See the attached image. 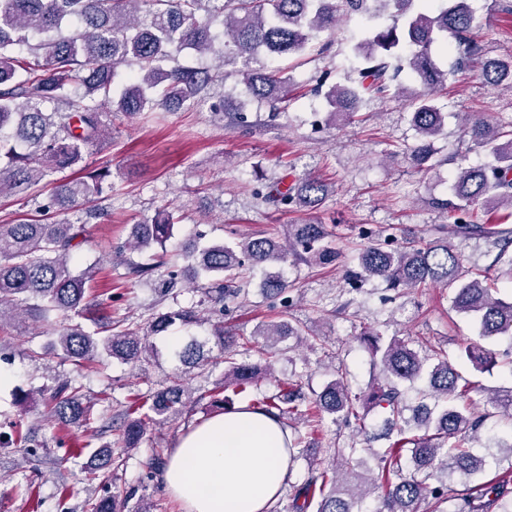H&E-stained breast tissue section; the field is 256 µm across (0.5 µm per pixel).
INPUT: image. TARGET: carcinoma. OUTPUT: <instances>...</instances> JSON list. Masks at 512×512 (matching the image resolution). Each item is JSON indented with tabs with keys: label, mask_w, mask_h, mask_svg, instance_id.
Instances as JSON below:
<instances>
[{
	"label": "carcinoma",
	"mask_w": 512,
	"mask_h": 512,
	"mask_svg": "<svg viewBox=\"0 0 512 512\" xmlns=\"http://www.w3.org/2000/svg\"><path fill=\"white\" fill-rule=\"evenodd\" d=\"M341 10L364 13L372 24L353 46L357 85L336 84L324 93L330 116L354 119L364 93L408 98L418 136L409 159L420 171L437 167L434 142L444 134L448 118L434 98V91L448 80L441 61L444 49L456 50L457 68L478 60L480 80L512 89V57L483 59L469 0H438L432 9L418 0H0V196L29 198L46 180L52 184L51 206L59 215L101 196L110 170L90 168L85 155L104 140L103 109L112 105L128 117L193 106L220 78L243 85L252 100L282 110L280 104L301 93V87L288 69H270L266 60L305 55L321 36L334 32ZM386 11L391 23L378 22ZM73 21L79 25L76 34L68 30ZM185 50L210 59L212 65H180L178 57ZM122 67L131 69L132 80L120 87L116 78ZM455 117L471 140V150L486 153L489 160L472 164L465 156L456 159L450 197L431 200L433 207L453 214V228L441 225L437 237L402 243L392 234L374 240L368 231L370 242L358 254V270L349 276L361 282L380 279L389 288L406 290L453 286L451 309L474 319L478 337L509 342L504 353L478 343L464 346L466 359L484 370L497 365L500 356L512 355V301L495 296L488 277H465V258L451 235L479 233L497 250L493 265L512 277V226L473 224L476 207L489 214L512 213V130L481 115ZM66 171L70 175L55 178ZM335 192L333 183L311 175L256 189L263 202L281 212L316 210ZM174 224L173 213L162 210L132 225L128 247L163 248ZM84 232V225L67 219L0 224V325L24 316L51 325L71 312L92 313L95 304L86 297V285L96 264L78 270L72 258ZM329 236L324 224H292L283 241L262 236L232 245H193L182 257L190 261L192 277L204 281L209 301L221 304L226 297L246 294L240 270L247 263L263 269L261 288L277 295L287 290L288 282L267 266L285 263L290 256L319 265L335 262L338 252ZM203 321L193 307L158 313L146 327L119 334L112 333V321L100 320L98 326L107 335L64 328L53 347L77 365L94 360L101 349L134 363L150 354L154 338L173 325ZM286 333L302 335L282 324H260L253 332L254 344L259 353L270 355ZM363 336L379 368L375 382L363 394H354L341 373L316 394L309 411L319 421L328 414L352 422L366 442L384 441L386 448L368 449L377 467L365 471L357 460L361 449L339 450L330 465L297 490L294 512H366L362 504L374 493L380 503L375 512H417V504L426 498L437 504L447 501L451 480L463 489L454 495L448 512H512V481L507 477L472 484L499 461L489 447L476 446L477 432L490 418L512 420V387L485 391L464 377L440 347L422 356L408 338L393 336L384 343L377 334ZM206 345L189 337L175 352L178 381L148 395V412L140 404L130 406L118 438L122 447H137L150 425L186 406L191 391L184 377L204 366ZM225 362L224 386L239 393L263 379L253 364L230 356ZM417 382L424 389L410 408L399 384ZM484 391L482 411H471L472 394ZM301 400L300 391L290 388L263 399L258 410L280 420L297 411L295 402ZM45 405L64 424L91 420L81 387L69 380L57 384ZM371 410L378 411L379 422L369 430ZM111 460L112 451L105 447L93 455L88 469L97 476ZM102 483L104 495L88 503L89 512H123L125 502L112 495L108 476Z\"/></svg>",
	"instance_id": "carcinoma-1"
}]
</instances>
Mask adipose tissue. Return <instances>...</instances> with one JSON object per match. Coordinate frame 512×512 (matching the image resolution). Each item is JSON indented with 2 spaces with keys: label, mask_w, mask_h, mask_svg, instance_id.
Instances as JSON below:
<instances>
[{
  "label": "adipose tissue",
  "mask_w": 512,
  "mask_h": 512,
  "mask_svg": "<svg viewBox=\"0 0 512 512\" xmlns=\"http://www.w3.org/2000/svg\"><path fill=\"white\" fill-rule=\"evenodd\" d=\"M289 431L241 405L201 422L177 441L162 471L185 512H269L289 476Z\"/></svg>",
  "instance_id": "ef3b65f1"
}]
</instances>
